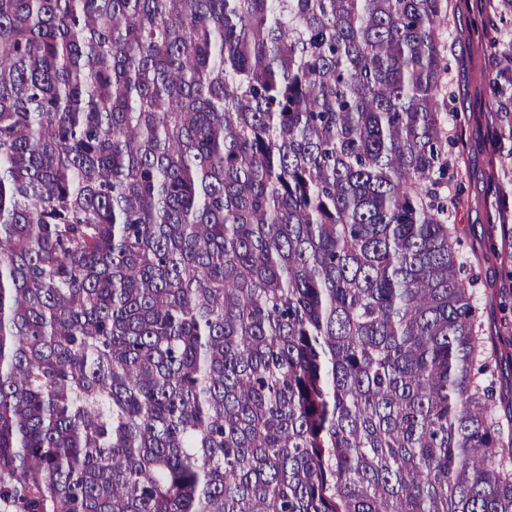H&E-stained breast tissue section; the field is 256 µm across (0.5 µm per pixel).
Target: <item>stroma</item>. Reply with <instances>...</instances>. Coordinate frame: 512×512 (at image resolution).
<instances>
[{
    "instance_id": "stroma-1",
    "label": "stroma",
    "mask_w": 512,
    "mask_h": 512,
    "mask_svg": "<svg viewBox=\"0 0 512 512\" xmlns=\"http://www.w3.org/2000/svg\"><path fill=\"white\" fill-rule=\"evenodd\" d=\"M512 33V16L492 11L489 0H449L440 34L448 57V128L455 165L447 190L458 200L457 251L464 276L478 279L475 304L494 372L493 401L501 422L512 420V234L499 218L500 201L512 204V173L503 172L497 105L486 76L500 69L495 37Z\"/></svg>"
}]
</instances>
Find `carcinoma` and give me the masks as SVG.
<instances>
[{
	"label": "carcinoma",
	"mask_w": 512,
	"mask_h": 512,
	"mask_svg": "<svg viewBox=\"0 0 512 512\" xmlns=\"http://www.w3.org/2000/svg\"><path fill=\"white\" fill-rule=\"evenodd\" d=\"M448 0H0V502L512 512L443 193Z\"/></svg>",
	"instance_id": "obj_1"
}]
</instances>
